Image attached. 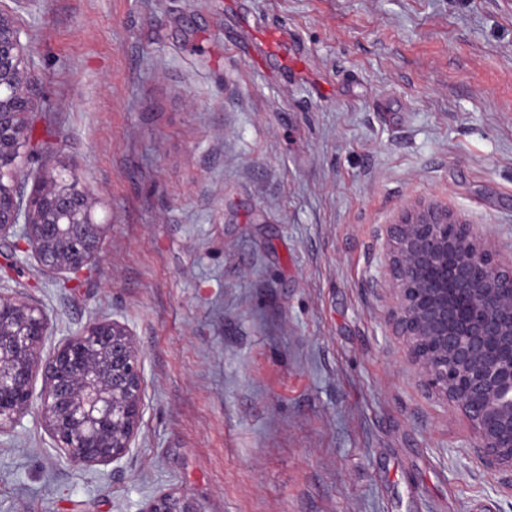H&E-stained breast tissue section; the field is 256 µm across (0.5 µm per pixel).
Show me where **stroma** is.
I'll return each instance as SVG.
<instances>
[{"label":"stroma","instance_id":"35a3bbf8","mask_svg":"<svg viewBox=\"0 0 512 512\" xmlns=\"http://www.w3.org/2000/svg\"><path fill=\"white\" fill-rule=\"evenodd\" d=\"M33 140L108 224L80 283L0 242L45 352L134 331L132 453L0 436V512H512L383 322L384 226L427 198L512 251V0H29ZM139 512H201L186 495L170 490L147 499Z\"/></svg>","mask_w":512,"mask_h":512}]
</instances>
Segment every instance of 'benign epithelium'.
Masks as SVG:
<instances>
[{
	"label": "benign epithelium",
	"instance_id": "benign-epithelium-1",
	"mask_svg": "<svg viewBox=\"0 0 512 512\" xmlns=\"http://www.w3.org/2000/svg\"><path fill=\"white\" fill-rule=\"evenodd\" d=\"M29 33L15 9H0V240L30 254L45 274L73 282L98 257L107 225L67 169L46 166L31 188L35 108ZM384 322L420 386L456 410L467 447L512 490V253L441 203H405L385 228ZM49 317L25 293L0 287V436L28 414L42 376L39 418L60 457L107 466L129 454L143 418V361L134 333L95 320L42 356ZM139 512H199L170 490Z\"/></svg>",
	"mask_w": 512,
	"mask_h": 512
}]
</instances>
